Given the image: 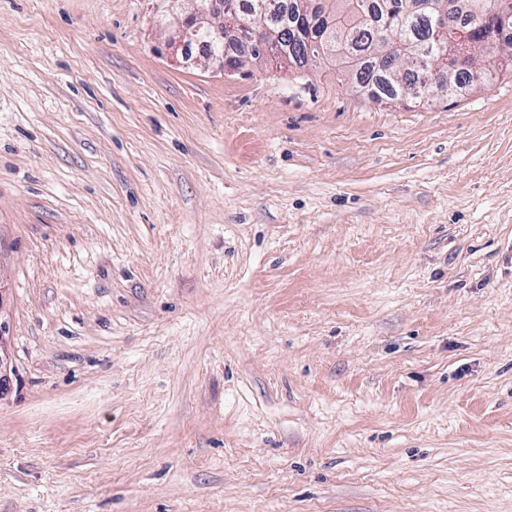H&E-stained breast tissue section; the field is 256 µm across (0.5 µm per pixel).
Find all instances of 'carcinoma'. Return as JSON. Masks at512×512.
Instances as JSON below:
<instances>
[{"mask_svg":"<svg viewBox=\"0 0 512 512\" xmlns=\"http://www.w3.org/2000/svg\"><path fill=\"white\" fill-rule=\"evenodd\" d=\"M508 2V13L497 25L477 29L472 38L478 42L488 61L494 63L497 41L504 37L512 47V0H465L480 8L495 2ZM257 0H224L225 11L240 20H251ZM268 23L281 31L278 41L263 49L247 40L229 54L226 42H214L200 33L196 42L209 50L224 52L234 67L242 58L258 59L273 54L293 70L332 56L344 65L352 82L377 102L420 104L435 88L453 82L452 93H460L487 79L489 69L479 75L460 69L448 76L441 64L439 46H445L436 23L435 10L419 8L403 15L394 6L396 0H262Z\"/></svg>","mask_w":512,"mask_h":512,"instance_id":"cac0c4a2","label":"carcinoma"}]
</instances>
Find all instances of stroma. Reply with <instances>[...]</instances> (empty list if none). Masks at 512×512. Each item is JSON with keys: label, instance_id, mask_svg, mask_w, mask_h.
Here are the masks:
<instances>
[{"label": "stroma", "instance_id": "obj_1", "mask_svg": "<svg viewBox=\"0 0 512 512\" xmlns=\"http://www.w3.org/2000/svg\"><path fill=\"white\" fill-rule=\"evenodd\" d=\"M168 0H0V512H512V76L225 74Z\"/></svg>", "mask_w": 512, "mask_h": 512}]
</instances>
